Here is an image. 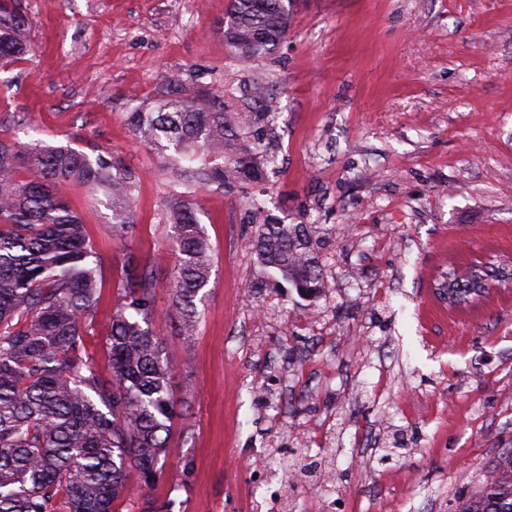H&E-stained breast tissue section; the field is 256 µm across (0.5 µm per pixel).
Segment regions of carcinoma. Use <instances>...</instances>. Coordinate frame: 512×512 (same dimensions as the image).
Here are the masks:
<instances>
[{
    "label": "carcinoma",
    "mask_w": 512,
    "mask_h": 512,
    "mask_svg": "<svg viewBox=\"0 0 512 512\" xmlns=\"http://www.w3.org/2000/svg\"><path fill=\"white\" fill-rule=\"evenodd\" d=\"M292 0H229L224 43L264 60L290 27ZM27 16L0 0V61L27 51ZM136 138L164 159L165 175L188 189L166 198L162 214L175 251L172 304L185 336L201 318L210 246L197 218L198 190L261 184L275 164L277 135L268 112H226L207 94L135 107ZM26 164L29 176L17 179ZM135 170L102 155L0 134V512H116L130 478L139 480L140 512H169L150 489L179 418L170 393L173 368L153 327L156 278L129 251L136 227ZM77 185L112 209V240L124 251L117 304L105 335L110 384L86 348L94 335L102 282L87 224L65 199ZM264 280L314 297L323 276L311 224L263 219L251 242ZM281 280H265L270 272ZM458 512H512V451Z\"/></svg>",
    "instance_id": "obj_1"
}]
</instances>
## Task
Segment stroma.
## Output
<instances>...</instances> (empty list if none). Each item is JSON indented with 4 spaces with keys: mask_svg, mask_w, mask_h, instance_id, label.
Segmentation results:
<instances>
[{
    "mask_svg": "<svg viewBox=\"0 0 512 512\" xmlns=\"http://www.w3.org/2000/svg\"><path fill=\"white\" fill-rule=\"evenodd\" d=\"M18 4L31 50L0 67V132L141 176L129 246L155 270V328L188 404L153 496L170 512H247L255 456L280 449L297 476L288 512L323 493L308 460L335 470V512H456L512 448V287L463 309L439 296L448 268L512 256V0H293L287 39L260 62L225 46L228 0ZM265 71L279 169L260 202L317 226L334 295L252 294L248 200L206 192L213 269L187 341L160 219L173 187L127 114L167 95L169 72L186 95L253 112ZM66 196L101 259L87 347L105 375L122 254L111 208L77 186Z\"/></svg>",
    "mask_w": 512,
    "mask_h": 512,
    "instance_id": "1",
    "label": "stroma"
}]
</instances>
